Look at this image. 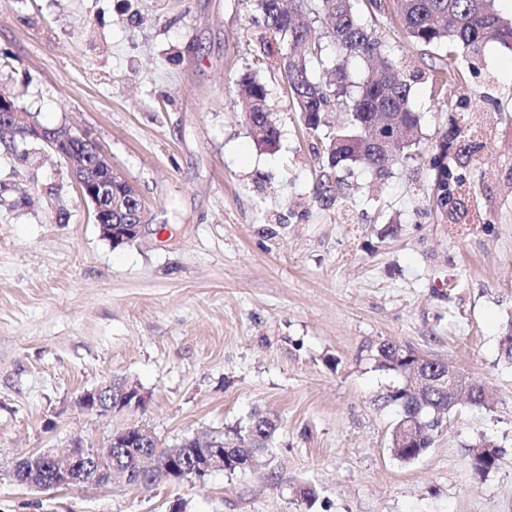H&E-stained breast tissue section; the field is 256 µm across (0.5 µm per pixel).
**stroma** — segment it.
<instances>
[{
    "mask_svg": "<svg viewBox=\"0 0 512 512\" xmlns=\"http://www.w3.org/2000/svg\"><path fill=\"white\" fill-rule=\"evenodd\" d=\"M381 51L413 77L420 140L376 172L332 170L289 101L257 0H0V94L42 125L90 132L146 202L143 233L112 248L68 164L0 143V512H512V50L422 51L396 18ZM466 72L454 107L435 66ZM254 73L280 130L256 144L237 102ZM493 131L460 174L467 224L442 221L433 158L451 120ZM68 219L56 221L59 211ZM456 365L495 396L460 404L409 464L389 451L402 375L384 344ZM109 378L141 407L101 417L77 395ZM277 422L270 459L150 490L33 491L28 453L150 428L165 446L254 412ZM500 451L485 477L469 452ZM316 490L314 504L298 496ZM484 445H491L490 446L491 448H480V446H484ZM492 448H493L492 458H482V457L472 458L470 456V460H469L470 468L476 476L482 478L485 475H487L490 471H492L497 465L499 453H498L497 447L486 440H480L478 443H476L472 447V454H474V455H484L486 453H491Z\"/></svg>",
    "mask_w": 512,
    "mask_h": 512,
    "instance_id": "stroma-1",
    "label": "stroma"
}]
</instances>
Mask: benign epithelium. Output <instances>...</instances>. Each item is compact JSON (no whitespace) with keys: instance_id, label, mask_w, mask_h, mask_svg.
I'll use <instances>...</instances> for the list:
<instances>
[{"instance_id":"1","label":"benign epithelium","mask_w":512,"mask_h":512,"mask_svg":"<svg viewBox=\"0 0 512 512\" xmlns=\"http://www.w3.org/2000/svg\"><path fill=\"white\" fill-rule=\"evenodd\" d=\"M19 136L42 142L49 150L65 158L82 197L94 209L96 224L101 234L112 237V243L125 244L142 235L144 228V202L135 189L115 195L112 182L122 173L101 153L87 133L77 134L65 126L46 127L33 122L28 112L18 111L11 100L0 96V136ZM404 360L410 363L411 372L425 377L428 389L456 393L458 371L454 366L441 367L436 361L414 352H407ZM112 381L83 391L77 398L80 408L100 416L117 411L113 402L106 400L105 390ZM131 446L136 449L132 464L119 473L112 466V447ZM185 453L167 448L146 427H130L112 433L107 440L93 445L81 439L28 455L16 461L10 471L12 481L30 490L57 488L104 487L117 481L130 487L138 486L135 475L143 474V467L159 475L160 482L178 480L176 474L185 470ZM190 458V469L195 475H208L222 471L227 464L242 468L252 467L244 460L222 447L201 448ZM55 466L53 483L48 485L41 477L47 465Z\"/></svg>"}]
</instances>
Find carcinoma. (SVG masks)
I'll return each mask as SVG.
<instances>
[{
  "mask_svg": "<svg viewBox=\"0 0 512 512\" xmlns=\"http://www.w3.org/2000/svg\"><path fill=\"white\" fill-rule=\"evenodd\" d=\"M258 7L269 33L288 40L290 51L281 57L280 67L287 73L291 101L305 128L317 132L323 125L322 114L326 112L338 109L346 116L336 133L327 136L325 150L330 167L358 163L381 172L397 163L399 154L395 148L378 147L370 142L365 131V123L379 115L388 127L407 131L410 143L419 141L421 119L410 107L412 85L381 56V38L362 19L364 14L371 19L377 16L365 0H258ZM303 13L315 15L320 27L295 22ZM391 13L409 41L419 48L446 46L475 51L481 43L495 40L512 50V20L499 14L495 0H392ZM329 46L334 49V59L324 76L318 79L313 75L312 63L321 61ZM374 58L379 59L378 67L368 72L356 93H351V62ZM437 73L443 93L459 84L462 76L460 70L450 71L446 65L438 67ZM237 85L244 119L256 126L253 133L257 142L266 148L276 147L280 133L277 126L267 121L270 107L265 85L252 73L242 75ZM478 128L480 125L476 123L461 126L455 122L448 127L444 142L459 144L457 152L469 157L483 146ZM436 185L440 194L434 199L435 205L447 206L440 214L446 216L450 224L464 222L467 211L463 200L454 197L448 170L439 172ZM398 350L400 347L392 344L380 347L382 364L406 378L409 373L404 363L392 357ZM390 398L402 408L400 419L417 417L426 424L417 439L393 452L398 460L409 462L431 447L433 433L448 411V395L435 392L423 406L407 381ZM249 425L258 447L265 452L271 450L275 422L256 414ZM498 457L495 449L490 458H472L470 468L482 478L496 467Z\"/></svg>",
  "mask_w": 512,
  "mask_h": 512,
  "instance_id": "obj_1",
  "label": "carcinoma"
}]
</instances>
